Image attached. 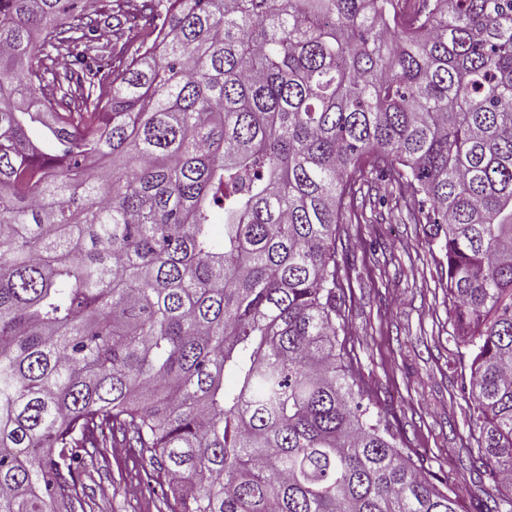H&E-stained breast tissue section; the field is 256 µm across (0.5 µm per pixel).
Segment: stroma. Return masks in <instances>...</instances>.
<instances>
[{
    "mask_svg": "<svg viewBox=\"0 0 512 512\" xmlns=\"http://www.w3.org/2000/svg\"><path fill=\"white\" fill-rule=\"evenodd\" d=\"M376 193L365 187L361 206L337 227L347 347L372 411L386 417L399 447L416 449L461 494L466 512H481L508 492L468 463L471 410L449 340L448 262L428 225L411 223L405 204L383 223H365ZM151 470L141 449H101L84 482L89 512H167L161 486L147 480Z\"/></svg>",
    "mask_w": 512,
    "mask_h": 512,
    "instance_id": "1",
    "label": "stroma"
}]
</instances>
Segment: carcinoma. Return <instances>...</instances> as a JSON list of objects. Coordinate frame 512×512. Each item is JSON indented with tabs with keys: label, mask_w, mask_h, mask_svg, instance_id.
<instances>
[{
	"label": "carcinoma",
	"mask_w": 512,
	"mask_h": 512,
	"mask_svg": "<svg viewBox=\"0 0 512 512\" xmlns=\"http://www.w3.org/2000/svg\"><path fill=\"white\" fill-rule=\"evenodd\" d=\"M80 2L0 0V512H79L107 434L167 512H465L336 365L373 174L444 243L512 486V0H141L104 59Z\"/></svg>",
	"instance_id": "carcinoma-1"
}]
</instances>
